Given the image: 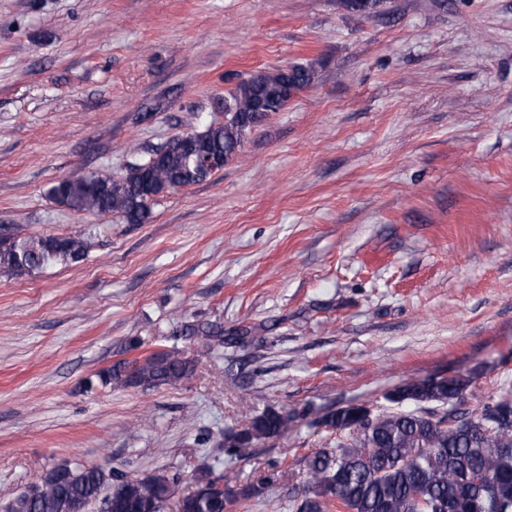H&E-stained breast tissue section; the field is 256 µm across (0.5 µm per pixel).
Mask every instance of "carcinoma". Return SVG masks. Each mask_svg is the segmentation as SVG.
I'll return each mask as SVG.
<instances>
[{
    "label": "carcinoma",
    "mask_w": 512,
    "mask_h": 512,
    "mask_svg": "<svg viewBox=\"0 0 512 512\" xmlns=\"http://www.w3.org/2000/svg\"><path fill=\"white\" fill-rule=\"evenodd\" d=\"M363 16L381 0H341ZM315 71L295 64L259 71L240 79L224 95V120L198 135H177L148 159L117 177L82 176L58 180L48 190L60 207L86 215L115 214L128 224H143L150 203L168 191L195 185L220 171L270 112H278L308 87ZM88 242L74 236L0 235V273L20 275L85 259ZM252 330L232 336L209 322L182 325L179 335L208 344L243 347ZM195 365L177 349L121 359L98 371L103 386L156 387L191 379ZM461 376L408 381L386 394L394 405L411 402L410 411L350 404L323 414L317 422L336 431V447L320 448L300 461L304 497L297 512H512V388L472 404ZM299 413L272 408L239 430L215 441L233 460L244 448L288 435ZM283 480L271 465L261 477L237 488L205 468L196 489L179 512H229L237 503L261 498ZM178 482L169 474L115 475L96 466L63 461L43 479L37 496L18 497L13 512H70L112 488V509L104 512H161Z\"/></svg>",
    "instance_id": "cac0c4a2"
}]
</instances>
